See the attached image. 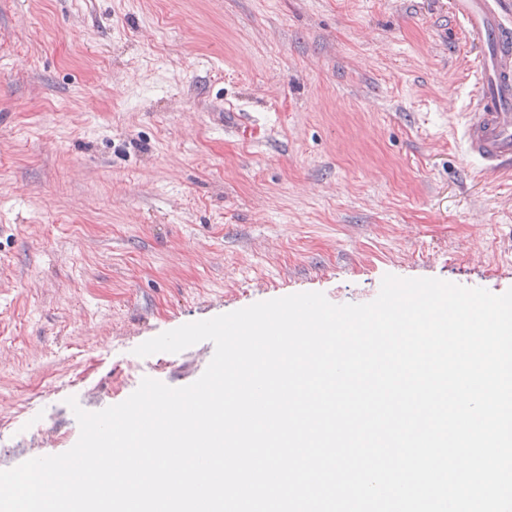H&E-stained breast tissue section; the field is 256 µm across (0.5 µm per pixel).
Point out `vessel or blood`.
Wrapping results in <instances>:
<instances>
[{"label": "vessel or blood", "mask_w": 512, "mask_h": 512, "mask_svg": "<svg viewBox=\"0 0 512 512\" xmlns=\"http://www.w3.org/2000/svg\"><path fill=\"white\" fill-rule=\"evenodd\" d=\"M453 9L476 49L465 152L485 174L495 175L512 167V0H454Z\"/></svg>", "instance_id": "b4317fda"}]
</instances>
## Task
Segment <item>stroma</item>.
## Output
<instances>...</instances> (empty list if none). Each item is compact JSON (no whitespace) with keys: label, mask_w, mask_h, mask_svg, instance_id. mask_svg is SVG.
I'll return each mask as SVG.
<instances>
[{"label":"stroma","mask_w":512,"mask_h":512,"mask_svg":"<svg viewBox=\"0 0 512 512\" xmlns=\"http://www.w3.org/2000/svg\"><path fill=\"white\" fill-rule=\"evenodd\" d=\"M453 0H0V470L149 377L183 324L385 275L512 288V173L462 126Z\"/></svg>","instance_id":"stroma-1"}]
</instances>
